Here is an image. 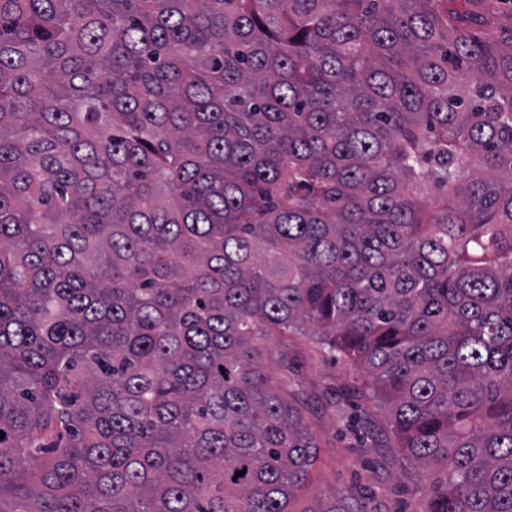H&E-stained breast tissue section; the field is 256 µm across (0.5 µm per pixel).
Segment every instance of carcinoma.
Returning a JSON list of instances; mask_svg holds the SVG:
<instances>
[{"mask_svg": "<svg viewBox=\"0 0 512 512\" xmlns=\"http://www.w3.org/2000/svg\"><path fill=\"white\" fill-rule=\"evenodd\" d=\"M508 23L0 0V512H288L319 448L264 371L288 335L447 469L426 512H512Z\"/></svg>", "mask_w": 512, "mask_h": 512, "instance_id": "obj_1", "label": "carcinoma"}]
</instances>
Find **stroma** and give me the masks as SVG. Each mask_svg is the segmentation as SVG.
I'll return each mask as SVG.
<instances>
[{
    "label": "stroma",
    "instance_id": "stroma-1",
    "mask_svg": "<svg viewBox=\"0 0 512 512\" xmlns=\"http://www.w3.org/2000/svg\"><path fill=\"white\" fill-rule=\"evenodd\" d=\"M268 370L280 376V356H287L289 379L299 383L308 400L309 417L320 441L312 480L292 498L290 512H320L335 499L369 487L380 493L388 512H425L439 468L421 470L409 461L387 421L386 410L370 407L369 419L356 418L359 398L334 403L338 387L354 383L352 360L326 353L303 336L264 341Z\"/></svg>",
    "mask_w": 512,
    "mask_h": 512
}]
</instances>
